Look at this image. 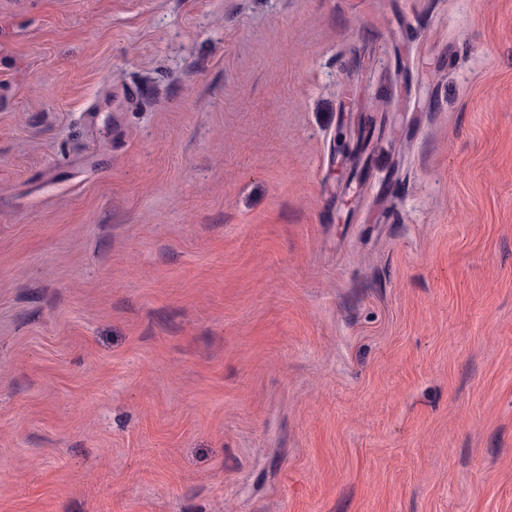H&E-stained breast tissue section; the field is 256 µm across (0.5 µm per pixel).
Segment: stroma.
<instances>
[{"mask_svg":"<svg viewBox=\"0 0 512 512\" xmlns=\"http://www.w3.org/2000/svg\"><path fill=\"white\" fill-rule=\"evenodd\" d=\"M0 512H512V0H0Z\"/></svg>","mask_w":512,"mask_h":512,"instance_id":"stroma-1","label":"stroma"}]
</instances>
